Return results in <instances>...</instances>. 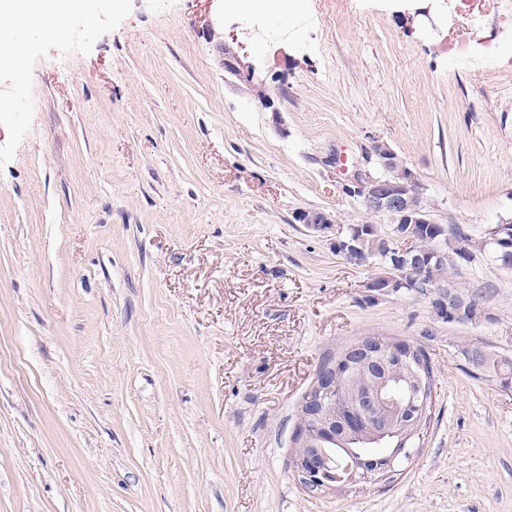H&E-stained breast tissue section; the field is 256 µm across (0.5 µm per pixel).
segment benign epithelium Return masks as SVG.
Listing matches in <instances>:
<instances>
[{
  "instance_id": "benign-epithelium-1",
  "label": "benign epithelium",
  "mask_w": 512,
  "mask_h": 512,
  "mask_svg": "<svg viewBox=\"0 0 512 512\" xmlns=\"http://www.w3.org/2000/svg\"><path fill=\"white\" fill-rule=\"evenodd\" d=\"M229 64L230 73L246 82L253 81L252 66L238 56L231 55ZM375 157L384 174L373 176L357 170L348 176L343 189L357 197L368 214L385 216L393 224L391 241L399 246L390 249L386 257L394 270L391 287L405 288L431 299L432 305L450 321L476 320L477 312L471 310L467 296L448 289L439 291L435 280L428 279V273L433 271V259L417 245L418 226L432 224L434 220L430 210L421 207L422 185L391 149L378 152ZM295 221L310 232L328 238L336 253L349 264H370L374 253L365 251L363 244L368 235L378 233L377 225H354L345 236L344 227L323 211L300 209L295 213ZM487 240L497 247L496 258L512 260L511 222L490 227ZM384 345L405 358L411 355V345L384 337H362L344 355L359 352L360 357L352 368L362 373L378 360V350ZM430 385L425 370L411 369L398 375L386 369L372 377L367 397L360 399L349 385L336 382V366L317 371L299 405L300 421L293 441L302 447L289 460L300 486L311 494L325 492L336 488L338 481L353 483L371 474H389L395 464L410 459L407 443L419 434L426 412L417 418L410 417L408 405L396 398V392L404 390L418 399ZM332 454L344 457L340 474L330 465Z\"/></svg>"
}]
</instances>
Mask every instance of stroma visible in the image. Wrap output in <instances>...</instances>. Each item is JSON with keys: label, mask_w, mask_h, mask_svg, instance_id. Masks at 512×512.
Wrapping results in <instances>:
<instances>
[{"label": "stroma", "mask_w": 512, "mask_h": 512, "mask_svg": "<svg viewBox=\"0 0 512 512\" xmlns=\"http://www.w3.org/2000/svg\"><path fill=\"white\" fill-rule=\"evenodd\" d=\"M57 25L16 18L0 62V512H512V387L465 358H512V269L460 262L483 318L451 322L293 219L368 221L343 171L379 173V140L436 222L512 220V16L76 0ZM364 336L427 352V423L390 477L307 493L299 402Z\"/></svg>", "instance_id": "1"}]
</instances>
